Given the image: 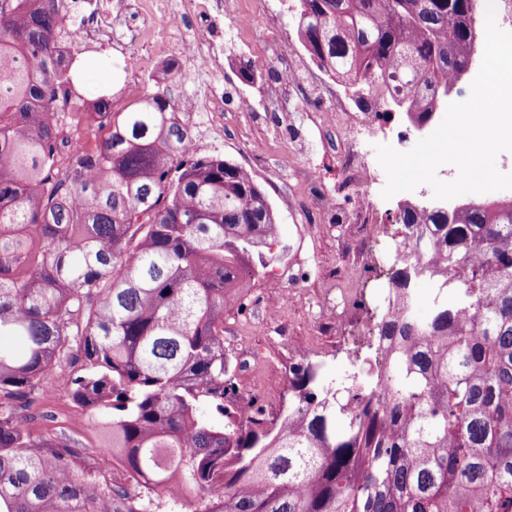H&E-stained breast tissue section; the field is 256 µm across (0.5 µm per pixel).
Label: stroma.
I'll list each match as a JSON object with an SVG mask.
<instances>
[{"label": "stroma", "instance_id": "stroma-1", "mask_svg": "<svg viewBox=\"0 0 512 512\" xmlns=\"http://www.w3.org/2000/svg\"><path fill=\"white\" fill-rule=\"evenodd\" d=\"M297 0H268V12H254L250 31L241 35L239 51L225 53L215 80L224 87V143L201 142L198 155L220 154L246 168L265 191L278 218L279 243L259 275L246 284L243 309L224 313V349L236 383L248 399L271 404L272 415L288 405V368L306 359L321 365L330 378L342 379L357 359L373 357L375 325L385 312L386 273L391 252L402 238L398 198L386 199V176L378 172L376 147L397 145L400 136L420 140L405 115L381 113L363 121L350 106V89L333 79H306L282 86L275 76H242L248 58L262 53L278 61L284 44H292L296 66H311L310 55L296 39ZM154 53L150 44L127 36L124 51L106 48L89 71L92 86L120 89L130 79L123 53ZM368 189L370 205L359 204ZM329 206H322V199ZM344 288L341 321L321 314L323 290ZM290 294L287 308L275 311L273 299ZM29 430L40 441L70 438L85 467L111 469L99 454L100 432L92 430L85 409L58 385L27 408Z\"/></svg>", "mask_w": 512, "mask_h": 512}]
</instances>
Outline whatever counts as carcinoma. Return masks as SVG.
Returning <instances> with one entry per match:
<instances>
[{
    "mask_svg": "<svg viewBox=\"0 0 512 512\" xmlns=\"http://www.w3.org/2000/svg\"><path fill=\"white\" fill-rule=\"evenodd\" d=\"M53 2L0 0V512H512V200L405 204L376 324L388 365L346 386L293 364L279 421L238 417L224 310L266 265L277 216L246 169L183 152L166 86L112 111V89L58 57ZM469 2L299 0L296 33L330 76L387 78L390 106L423 121L478 47ZM84 108L112 122L83 139ZM59 378L127 487L25 427L18 408Z\"/></svg>",
    "mask_w": 512,
    "mask_h": 512,
    "instance_id": "1",
    "label": "carcinoma"
}]
</instances>
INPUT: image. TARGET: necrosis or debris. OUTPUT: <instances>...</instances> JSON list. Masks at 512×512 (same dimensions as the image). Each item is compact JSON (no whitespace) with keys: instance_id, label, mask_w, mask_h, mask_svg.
Returning a JSON list of instances; mask_svg holds the SVG:
<instances>
[{"instance_id":"4bbe7bcc","label":"necrosis or debris","mask_w":512,"mask_h":512,"mask_svg":"<svg viewBox=\"0 0 512 512\" xmlns=\"http://www.w3.org/2000/svg\"><path fill=\"white\" fill-rule=\"evenodd\" d=\"M224 0H124L123 12L133 16L137 38L158 50L179 55L206 83L184 107L187 119L196 113L213 115L207 131L216 143L224 140V94L208 78L224 56L223 40L205 36V29L224 23ZM63 37L60 49L69 57L78 51L104 47L112 42L119 19L112 8L89 11L83 0H60Z\"/></svg>"}]
</instances>
